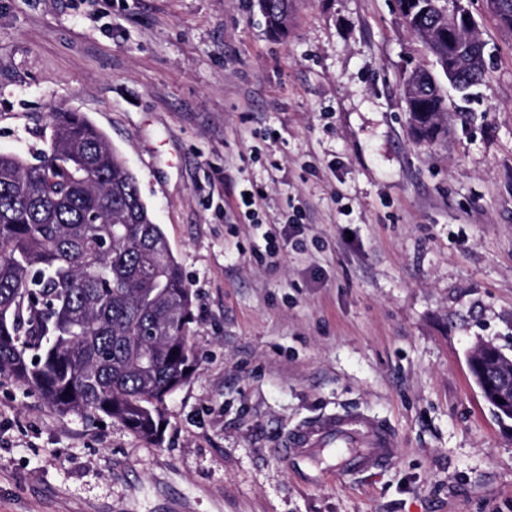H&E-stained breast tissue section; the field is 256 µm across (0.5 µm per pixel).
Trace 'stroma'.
<instances>
[{"mask_svg":"<svg viewBox=\"0 0 512 512\" xmlns=\"http://www.w3.org/2000/svg\"><path fill=\"white\" fill-rule=\"evenodd\" d=\"M470 9L486 79L428 144L402 78L433 58L396 0H294L282 39L257 0H0V151L54 107L109 137L197 352L155 444L0 377V512H512V431L469 369L512 356V29ZM344 411L392 428L394 463L302 483L276 447Z\"/></svg>","mask_w":512,"mask_h":512,"instance_id":"stroma-1","label":"stroma"}]
</instances>
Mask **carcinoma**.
I'll use <instances>...</instances> for the list:
<instances>
[{
  "label": "carcinoma",
  "mask_w": 512,
  "mask_h": 512,
  "mask_svg": "<svg viewBox=\"0 0 512 512\" xmlns=\"http://www.w3.org/2000/svg\"><path fill=\"white\" fill-rule=\"evenodd\" d=\"M269 34H288L291 0H257ZM438 65L461 45L448 16L417 0L402 16ZM407 107L418 142L448 133V99L425 69ZM485 76L460 60L461 97ZM49 139L0 152V376L61 413L100 415L156 441L161 405L197 353L193 300L161 225L106 134L81 112L48 113Z\"/></svg>",
  "instance_id": "1"
}]
</instances>
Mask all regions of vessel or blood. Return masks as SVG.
<instances>
[{
    "mask_svg": "<svg viewBox=\"0 0 512 512\" xmlns=\"http://www.w3.org/2000/svg\"><path fill=\"white\" fill-rule=\"evenodd\" d=\"M276 453L301 481L316 483L389 466L397 456V439L379 420L334 412L290 431Z\"/></svg>",
    "mask_w": 512,
    "mask_h": 512,
    "instance_id": "b4317fda",
    "label": "vessel or blood"
}]
</instances>
